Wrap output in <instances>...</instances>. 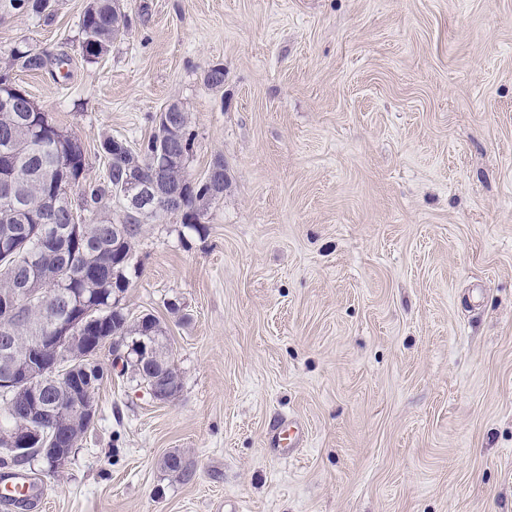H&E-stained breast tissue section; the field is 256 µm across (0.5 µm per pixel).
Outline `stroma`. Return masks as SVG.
I'll return each instance as SVG.
<instances>
[{
  "mask_svg": "<svg viewBox=\"0 0 512 512\" xmlns=\"http://www.w3.org/2000/svg\"><path fill=\"white\" fill-rule=\"evenodd\" d=\"M87 4L0 10V53L49 52L13 78L88 177L178 102L191 174L220 158L228 186L204 234L171 217L133 248L121 304L159 320L179 394L101 348L68 468H20L0 512H512V0H123L93 63ZM79 19L83 55L96 62L127 32V17L116 0H93Z\"/></svg>",
  "mask_w": 512,
  "mask_h": 512,
  "instance_id": "1",
  "label": "stroma"
}]
</instances>
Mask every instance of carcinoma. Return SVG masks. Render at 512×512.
Instances as JSON below:
<instances>
[{
    "mask_svg": "<svg viewBox=\"0 0 512 512\" xmlns=\"http://www.w3.org/2000/svg\"><path fill=\"white\" fill-rule=\"evenodd\" d=\"M4 6L22 14L49 16L52 0H3ZM83 55L94 62L127 32V17L116 0H92L79 19ZM49 56L43 50L22 44L5 59L4 70L18 67L41 71ZM204 83L217 89L224 85V67L203 71ZM24 98L8 107L0 105V263L13 265V272L0 276V294L10 292L19 279L40 280L52 274L45 286L44 301L20 316L0 307V347L19 345L28 336L51 335L56 325L71 324L79 312L77 303L87 299L104 309L102 319L87 327H75V335L93 339L112 336L134 344L161 334L157 319L149 314L136 321H123L113 314L112 294L126 291L129 281L113 280V264L130 258L144 226L168 216L180 219L182 227L202 233L210 206L224 198L215 182L183 179L181 157L193 152L194 134L187 112L166 114L164 136L152 133L136 151L112 148V137H104L99 152L106 161L100 180L86 177V151L81 140L61 131L48 112L27 111ZM39 127L33 134L31 126ZM168 171V191H180L182 206L172 208L160 200L137 224L127 223V214L116 206L106 215L118 183L131 178L152 179L157 170ZM87 215L76 225L74 213ZM115 225L124 226L126 237L112 236ZM44 403L68 409L67 389H45ZM91 424L79 419L63 427L50 416L43 420L42 438L57 444L82 440Z\"/></svg>",
    "mask_w": 512,
    "mask_h": 512,
    "instance_id": "cac0c4a2",
    "label": "carcinoma"
}]
</instances>
